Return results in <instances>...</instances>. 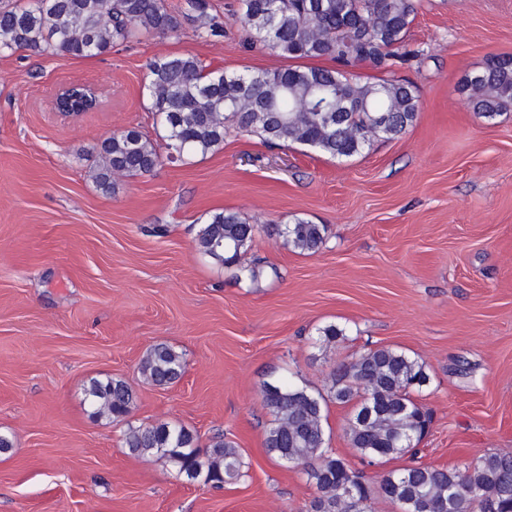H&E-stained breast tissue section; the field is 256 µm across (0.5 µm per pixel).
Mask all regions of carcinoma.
Masks as SVG:
<instances>
[{"instance_id":"obj_1","label":"carcinoma","mask_w":512,"mask_h":512,"mask_svg":"<svg viewBox=\"0 0 512 512\" xmlns=\"http://www.w3.org/2000/svg\"><path fill=\"white\" fill-rule=\"evenodd\" d=\"M189 12L166 0H13L0 6V54L25 50L82 58L103 55L143 34H181L183 20L199 37L224 36V22L208 12V0H187ZM416 18L413 0H238L234 22L252 46L289 59L331 57L337 68L292 66L228 73L189 55L163 56L147 64L148 109L160 118L167 159L206 155L234 129L270 146L298 144L331 159L361 154L380 138L392 139L415 122L416 88L396 76L412 51L405 48ZM474 112L492 120L512 110V55L494 56L460 86ZM61 112L97 106L91 89L74 86L55 101ZM161 163L154 144L136 128L114 132L97 149L91 177L105 193L117 176L136 177ZM259 226L236 212L210 214L197 237L198 250L239 277L257 270L241 263ZM326 227L297 218L282 231L288 247L314 254ZM182 353L167 344L147 351L140 372L156 386L178 381ZM428 381L422 364L405 351L376 347L336 365L329 396L340 404L361 397L346 429L361 460L416 458L407 446L426 435L427 409L412 392ZM88 397L95 413L119 419L135 402L123 379L94 380ZM263 406L272 416L265 432L268 454L302 468L317 495L307 512H370L377 493L401 512H512V453L487 452L461 469L415 464L381 476L377 488L345 459L325 447L320 394L291 384H267ZM189 428L168 424L131 428L124 444L133 455H161L190 481L221 487L245 476L238 449L219 439L207 457Z\"/></svg>"}]
</instances>
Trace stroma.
<instances>
[{
  "label": "stroma",
  "mask_w": 512,
  "mask_h": 512,
  "mask_svg": "<svg viewBox=\"0 0 512 512\" xmlns=\"http://www.w3.org/2000/svg\"><path fill=\"white\" fill-rule=\"evenodd\" d=\"M224 23L202 39L145 35L89 58L0 54V512H307L316 490L267 454L265 384L327 392L336 365L376 346L425 367L415 399L430 409L420 463L463 467L512 451V112L487 120L459 86L491 56L512 55V0H415L399 70L416 87L414 124L334 160L229 132L224 146L118 178H89L95 148L136 128L165 152L148 110L147 63L192 54L228 72L291 59L248 46L236 0H212ZM91 85L98 107L54 108L63 87ZM233 211L259 231L245 256L257 280L200 253L207 215ZM327 227L313 254L278 231ZM333 324L346 339L323 343ZM185 359L173 385L146 382L147 351ZM121 378L136 402L97 417L91 380ZM352 405L328 401L329 450L361 460L346 429ZM183 425L200 452L234 442L249 475L220 488L187 481L167 458L138 457L128 427ZM362 466V465H361Z\"/></svg>",
  "instance_id": "35a3bbf8"
}]
</instances>
